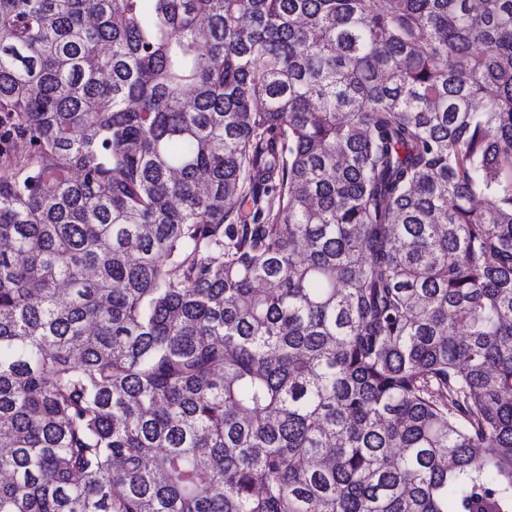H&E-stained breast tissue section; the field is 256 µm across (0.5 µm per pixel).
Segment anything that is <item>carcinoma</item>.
Listing matches in <instances>:
<instances>
[{"label": "carcinoma", "instance_id": "1", "mask_svg": "<svg viewBox=\"0 0 512 512\" xmlns=\"http://www.w3.org/2000/svg\"><path fill=\"white\" fill-rule=\"evenodd\" d=\"M0 31V512H512V0Z\"/></svg>", "mask_w": 512, "mask_h": 512}]
</instances>
